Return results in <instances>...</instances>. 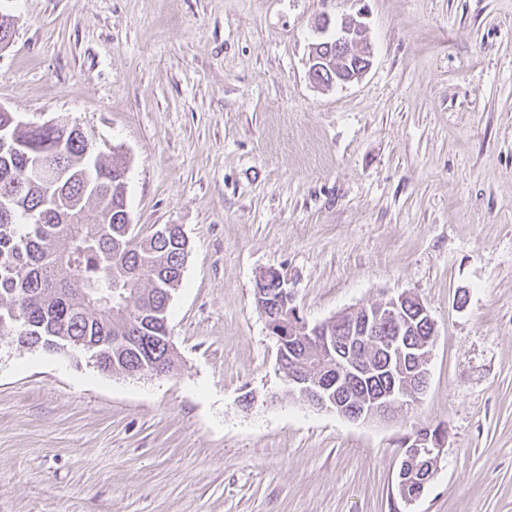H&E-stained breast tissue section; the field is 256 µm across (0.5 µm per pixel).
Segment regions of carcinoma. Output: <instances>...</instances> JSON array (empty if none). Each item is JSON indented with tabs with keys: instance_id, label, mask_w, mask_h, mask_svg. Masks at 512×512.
<instances>
[{
	"instance_id": "obj_1",
	"label": "carcinoma",
	"mask_w": 512,
	"mask_h": 512,
	"mask_svg": "<svg viewBox=\"0 0 512 512\" xmlns=\"http://www.w3.org/2000/svg\"><path fill=\"white\" fill-rule=\"evenodd\" d=\"M0 112L6 146L0 147V335L22 347L101 357L100 371L131 375L170 373L176 356L168 330V307L182 280L188 250L176 224L144 234L123 220L125 162L107 158L74 125L21 124ZM42 177L24 180L25 171ZM274 270L267 326L276 338L282 370L304 361L336 357V326L306 339L291 335L296 306L279 298ZM411 345L434 343L415 320ZM352 342L362 355L385 365L374 343ZM391 383L380 372L354 383L360 397Z\"/></svg>"
}]
</instances>
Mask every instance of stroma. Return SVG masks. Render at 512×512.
I'll return each instance as SVG.
<instances>
[{
    "label": "stroma",
    "mask_w": 512,
    "mask_h": 512,
    "mask_svg": "<svg viewBox=\"0 0 512 512\" xmlns=\"http://www.w3.org/2000/svg\"><path fill=\"white\" fill-rule=\"evenodd\" d=\"M362 13L359 81L308 77ZM0 107L127 167L132 223L189 239L178 370L108 375L0 336V512H512V0H0ZM309 322L404 292L436 323L414 408L370 422L288 389L255 306ZM444 424L423 495L400 443Z\"/></svg>",
    "instance_id": "stroma-1"
}]
</instances>
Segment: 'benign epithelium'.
I'll list each match as a JSON object with an SVG mask.
<instances>
[{
	"label": "benign epithelium",
	"instance_id": "obj_1",
	"mask_svg": "<svg viewBox=\"0 0 512 512\" xmlns=\"http://www.w3.org/2000/svg\"><path fill=\"white\" fill-rule=\"evenodd\" d=\"M336 56L324 57L320 54L322 45L312 46L310 55L309 77L322 87L352 83L361 79L371 66L372 51L366 34V26L354 17L342 20L336 36ZM413 303L417 311L416 319L432 326L434 321L430 312L421 299L408 293L397 296H384L368 306H355L325 320V323H344V316L351 314L362 323L364 328H374L380 323H388L395 327V335L384 339V346L389 356L406 354L401 339L404 326L401 324L402 309ZM368 374L372 368L355 360L336 364V396L329 395L306 369L299 367L288 371V386L294 395H300V400L310 406L336 412L337 415L351 421H370L386 419L397 408L418 405L428 387L429 354L420 358L416 375L407 377L395 368H390L392 384L386 391L371 397L361 398L355 402L345 398L342 390L355 373ZM446 432L431 426L421 427L405 436L401 441L407 449L401 458L398 471V482L405 483L410 459L422 454L430 457V463L435 464L440 459Z\"/></svg>",
	"mask_w": 512,
	"mask_h": 512
}]
</instances>
